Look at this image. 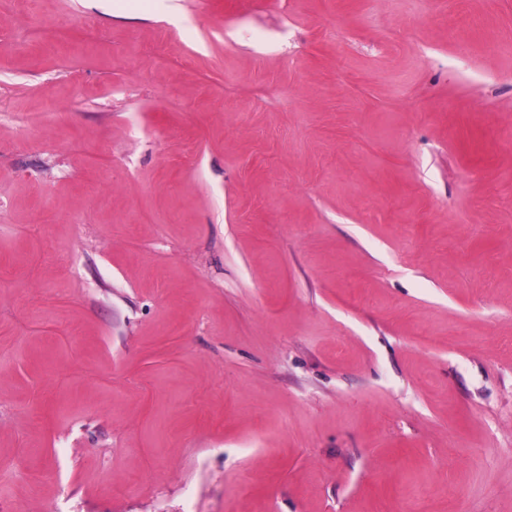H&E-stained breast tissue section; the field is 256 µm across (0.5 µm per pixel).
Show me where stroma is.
Here are the masks:
<instances>
[{
    "mask_svg": "<svg viewBox=\"0 0 512 512\" xmlns=\"http://www.w3.org/2000/svg\"><path fill=\"white\" fill-rule=\"evenodd\" d=\"M0 512H512V0H0Z\"/></svg>",
    "mask_w": 512,
    "mask_h": 512,
    "instance_id": "1",
    "label": "stroma"
}]
</instances>
